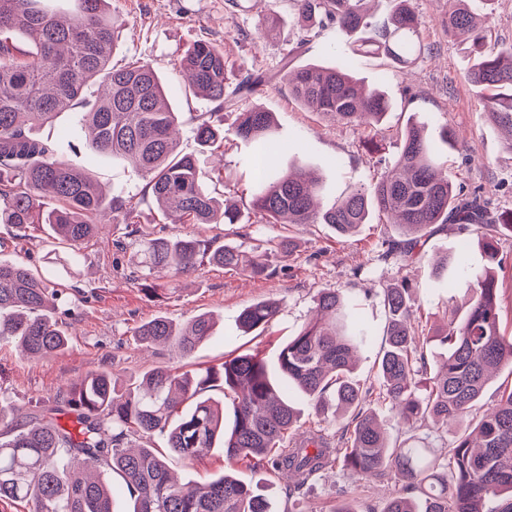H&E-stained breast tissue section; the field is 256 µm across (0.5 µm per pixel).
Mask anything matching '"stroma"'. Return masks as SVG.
I'll return each instance as SVG.
<instances>
[{
    "label": "stroma",
    "mask_w": 512,
    "mask_h": 512,
    "mask_svg": "<svg viewBox=\"0 0 512 512\" xmlns=\"http://www.w3.org/2000/svg\"><path fill=\"white\" fill-rule=\"evenodd\" d=\"M427 25L422 39L428 51L408 72L391 68L385 58L359 56L353 62L358 77L377 84L387 94L391 108L380 125L379 140L387 158L397 154L409 124L425 125L430 135L441 127L453 129L461 147L449 151L448 166L465 189L483 187L495 206L512 210V151L504 146L501 129L490 119L486 103L471 90L464 74L471 61L460 42L449 39L439 24L449 0H415ZM112 7L125 19L113 55L114 62L138 57L149 62L165 82L170 103L180 114L182 134L179 149L195 155L202 169L213 158L198 145L192 133L194 117L215 111L209 100L185 86L175 69L178 55L191 42L208 39L223 44L231 71L243 68L276 70L284 55L292 67L332 65L340 58L336 32L328 29L311 37L297 21L291 0H238L230 8L226 0H112ZM277 14L283 25L276 36L260 34L263 17ZM257 105L273 112L277 133L290 151L279 161L280 169L295 164L315 170L324 184L323 204H331L348 188L372 185L377 178V157L363 146L358 127L334 125L321 114L308 111L288 92L283 79L257 97ZM79 115L60 113L52 129L58 153L74 167L92 173L110 189L124 192L139 202L140 224L129 234L123 224H109L104 232L72 253L69 245L49 237L47 230L33 237H16L10 224H0V260L24 261L32 271L62 290L57 313L61 329L69 335L67 349L46 360L23 356L16 344L0 340V398L22 413L63 406L68 386L87 372L109 368L122 379L135 378L162 366L176 373L220 366L234 356L253 353L275 362L292 332L311 314L319 289L333 288L358 297L371 330L369 340L357 349L354 376L361 384L373 380L375 359L384 345L386 309L382 288L392 280L408 278L414 288L415 305L424 311L428 325L452 320L465 302L462 289L449 288L461 273H482L485 258L475 231H460L458 225L436 228L426 237L420 261L409 264L386 256L395 225L374 221L362 225L356 235L338 236L326 224H162L151 199L145 198V182L123 160H114L91 149L79 127ZM233 113L224 115V175L229 184L245 183L260 145L237 138ZM196 236L219 246L225 243L243 251L268 250L275 270L272 277L254 280L240 273L209 264L194 273L173 278L148 273L142 265V237ZM292 239L293 255L275 252L276 243ZM470 247L464 269L449 265L437 269L438 258L455 254L461 239ZM158 287L147 294L145 285ZM278 302L280 311L263 333L243 332L239 313L260 301ZM214 314L213 336L200 343L187 357L166 347L138 348L134 330L158 316L175 324L193 316ZM170 471L178 478L201 480L232 470L239 479L253 483L263 479L261 470L239 464L229 466L220 448L189 463L170 458ZM394 489L393 483L373 477H350L333 469L316 478L304 494L289 498L287 483L274 480L270 487L277 512H333L342 500H350L359 512H381Z\"/></svg>",
    "instance_id": "35a3bbf8"
}]
</instances>
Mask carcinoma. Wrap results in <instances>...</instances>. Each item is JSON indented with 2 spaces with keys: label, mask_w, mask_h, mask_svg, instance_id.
Masks as SVG:
<instances>
[{
  "label": "carcinoma",
  "mask_w": 512,
  "mask_h": 512,
  "mask_svg": "<svg viewBox=\"0 0 512 512\" xmlns=\"http://www.w3.org/2000/svg\"><path fill=\"white\" fill-rule=\"evenodd\" d=\"M383 17L372 0H293L299 17L336 37L357 34L343 64L289 68L279 72L291 95L303 106L337 122L374 130L390 110L376 88L353 75V57L369 54L403 69L415 65L427 48L425 20L413 0H391ZM470 0H450L439 21L450 37L469 43L467 82L489 91L494 122L508 134L512 151V49L489 42L486 22ZM122 20L108 0H0V224L13 225L27 238L47 226L52 238L78 250L98 236L102 219L136 223V204L122 192L105 193L93 178L60 158L49 137L31 134L52 125L81 101L79 122L100 152L129 162L146 181L159 214H176L179 224H241L243 212L226 206L208 182L220 173H203L196 159L178 149L179 123L165 101V87L152 65L137 57L112 64ZM193 93L219 107H233L269 80L251 73L227 93L224 47L196 40L178 61ZM100 81L104 91L90 102L84 89ZM217 113L196 118L198 144L218 149L224 140L213 124ZM235 135L263 144L265 154L252 162V206L265 224H328L343 236L356 233L374 215L388 216L403 240L388 246L404 261L422 258L421 241L435 224L453 219L480 233L486 270L468 282L466 309L439 334L446 354L438 372L420 388L416 376L427 372V336L416 342L419 321L413 288L403 278L382 289L388 319L386 342L377 355V385L351 378L353 357L368 331L359 301L322 288L311 318L288 337L278 355L281 382L258 355L242 354L220 367L174 374L164 367L122 385L109 370H93L71 386L66 405L72 426L53 414L13 426L15 408L0 401V499L26 501L31 512H112V487L101 471L119 474L132 500L129 512H274L260 489L222 474L181 483L164 456L150 445L165 437L169 452L190 462L221 446L230 463L247 461L293 478L288 495H298L318 474L340 468L353 476L375 475L397 489L381 512H512V385L499 391L474 427L476 435L455 433L444 452L411 436L396 446L377 419V407L395 411L398 425L413 431L431 421L459 424L468 419L490 380L512 367V336L500 333L502 298L495 270L512 259L499 249L501 228L512 230V210L498 213L481 189L457 191L456 175L440 145L423 126L410 125L396 160L381 167L370 188L354 187L321 209V182L301 169L279 170L272 156L288 152L275 137L273 113L260 106L236 113ZM148 272L173 277L193 273L204 261L266 279L275 274L268 256H246L230 246L213 247L196 237L144 238L140 243ZM58 294L21 261L0 263V339L17 343L29 358L54 356L68 346L55 311ZM279 313L278 303L262 300L243 309L238 322L246 331L263 330ZM204 313L180 328L158 316L138 327L142 346L168 344L189 355L213 335ZM235 394L231 430L224 428V403L203 397L207 391ZM310 404L316 415L328 407L343 418L333 442L317 423L298 424L295 401ZM417 492L411 497L409 493Z\"/></svg>",
  "instance_id": "1"
}]
</instances>
